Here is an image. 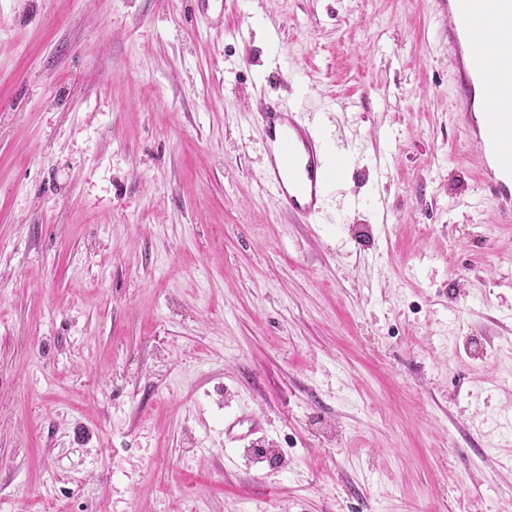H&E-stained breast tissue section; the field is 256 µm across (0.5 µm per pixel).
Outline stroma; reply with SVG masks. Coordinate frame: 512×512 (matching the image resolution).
Here are the masks:
<instances>
[{"mask_svg":"<svg viewBox=\"0 0 512 512\" xmlns=\"http://www.w3.org/2000/svg\"><path fill=\"white\" fill-rule=\"evenodd\" d=\"M442 27L0 0V512H512V222ZM268 97L342 158L306 224ZM245 425L247 428L244 432L242 428ZM261 431L260 423L246 414L234 413L224 418V440L226 442H241L250 436H256Z\"/></svg>","mask_w":512,"mask_h":512,"instance_id":"stroma-1","label":"stroma"}]
</instances>
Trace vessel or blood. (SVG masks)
I'll return each mask as SVG.
<instances>
[{
	"mask_svg": "<svg viewBox=\"0 0 512 512\" xmlns=\"http://www.w3.org/2000/svg\"><path fill=\"white\" fill-rule=\"evenodd\" d=\"M448 20V51L454 60L455 110L463 128L477 138L480 176L499 204L504 218L512 217V63L499 46L512 44V0H434ZM264 134L265 180L280 209L305 222L320 209L327 184L321 147L310 125L295 112L269 100L259 110ZM253 417L235 413L224 419V439L237 443L259 434Z\"/></svg>",
	"mask_w": 512,
	"mask_h": 512,
	"instance_id": "vessel-or-blood-1",
	"label": "vessel or blood"
}]
</instances>
